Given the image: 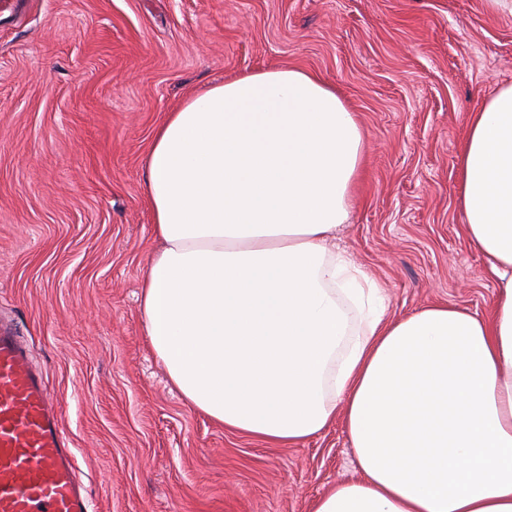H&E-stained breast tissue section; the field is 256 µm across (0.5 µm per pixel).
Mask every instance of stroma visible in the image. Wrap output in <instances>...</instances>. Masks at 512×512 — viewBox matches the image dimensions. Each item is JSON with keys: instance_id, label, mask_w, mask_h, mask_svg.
<instances>
[{"instance_id": "35a3bbf8", "label": "stroma", "mask_w": 512, "mask_h": 512, "mask_svg": "<svg viewBox=\"0 0 512 512\" xmlns=\"http://www.w3.org/2000/svg\"><path fill=\"white\" fill-rule=\"evenodd\" d=\"M334 86L364 137L337 244L399 317L489 313L463 232L469 117L512 83V13L487 0H26L0 8V319L56 397L94 512H311L357 477L345 428L293 447L225 430L170 386L140 317L160 243L155 129L260 69Z\"/></svg>"}]
</instances>
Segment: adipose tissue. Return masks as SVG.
Here are the masks:
<instances>
[{
	"label": "adipose tissue",
	"instance_id": "1",
	"mask_svg": "<svg viewBox=\"0 0 512 512\" xmlns=\"http://www.w3.org/2000/svg\"><path fill=\"white\" fill-rule=\"evenodd\" d=\"M363 136L310 72L265 69L170 112L143 189L162 243L140 288L155 355L225 429L292 446L342 420L359 475L313 512H512V84L458 155L493 307L388 313L336 233Z\"/></svg>",
	"mask_w": 512,
	"mask_h": 512
}]
</instances>
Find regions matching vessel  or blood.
<instances>
[{"instance_id":"1","label":"vessel or blood","mask_w":512,"mask_h":512,"mask_svg":"<svg viewBox=\"0 0 512 512\" xmlns=\"http://www.w3.org/2000/svg\"><path fill=\"white\" fill-rule=\"evenodd\" d=\"M27 342L0 322V512H93Z\"/></svg>"}]
</instances>
